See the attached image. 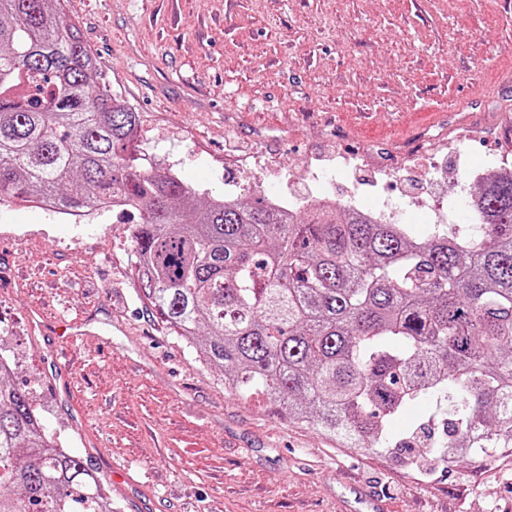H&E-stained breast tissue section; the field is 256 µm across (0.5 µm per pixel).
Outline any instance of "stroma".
I'll return each instance as SVG.
<instances>
[{
  "mask_svg": "<svg viewBox=\"0 0 512 512\" xmlns=\"http://www.w3.org/2000/svg\"><path fill=\"white\" fill-rule=\"evenodd\" d=\"M114 94L139 114L147 162L199 199L277 186L307 168L426 200L512 148V7L503 0H64ZM477 136L448 151L459 116ZM435 154L399 160L410 138ZM0 355L46 432L109 477L120 512H342L355 490L388 512H512V462L471 456L427 474L339 448L277 405L231 395L222 370L152 314L128 226L0 203Z\"/></svg>",
  "mask_w": 512,
  "mask_h": 512,
  "instance_id": "1",
  "label": "stroma"
}]
</instances>
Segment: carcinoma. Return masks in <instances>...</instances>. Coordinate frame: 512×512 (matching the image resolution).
Masks as SVG:
<instances>
[{
    "mask_svg": "<svg viewBox=\"0 0 512 512\" xmlns=\"http://www.w3.org/2000/svg\"><path fill=\"white\" fill-rule=\"evenodd\" d=\"M63 0H0V200L138 214L151 308L224 388L264 393L343 448H405L389 423L446 405L434 463L512 457V172L473 199L481 236H429L327 206L199 203L144 164L138 112L112 94ZM0 361V512H112L104 477L42 431Z\"/></svg>",
    "mask_w": 512,
    "mask_h": 512,
    "instance_id": "cac0c4a2",
    "label": "carcinoma"
}]
</instances>
